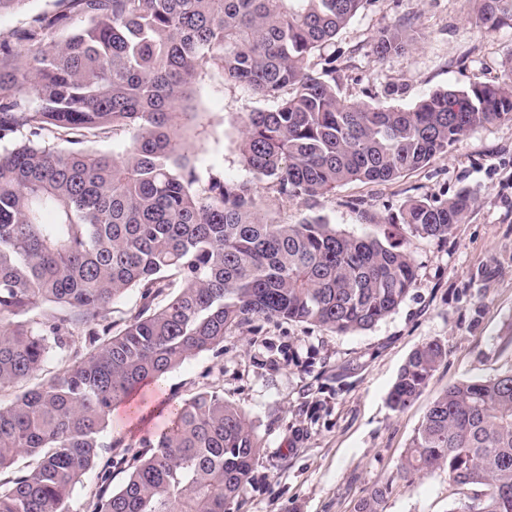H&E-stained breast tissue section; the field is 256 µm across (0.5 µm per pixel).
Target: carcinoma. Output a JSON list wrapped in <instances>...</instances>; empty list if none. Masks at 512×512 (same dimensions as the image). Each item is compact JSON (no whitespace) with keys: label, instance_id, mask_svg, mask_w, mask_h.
<instances>
[{"label":"carcinoma","instance_id":"carcinoma-1","mask_svg":"<svg viewBox=\"0 0 512 512\" xmlns=\"http://www.w3.org/2000/svg\"><path fill=\"white\" fill-rule=\"evenodd\" d=\"M0 33V391L60 368L0 405V512H71L98 469L87 512H225L249 483L258 442L216 390L172 406L157 437L119 446L112 409L224 343L231 328L288 320L338 333L392 314L417 269L401 242L337 232L321 218L269 224L248 182L202 176L183 130L209 68L273 103L242 117L241 157L281 199L351 181L388 182L451 151L472 128L512 119V78L435 91L409 108L343 100L313 74L366 0H60ZM484 32L512 27V0H476ZM83 25L60 39L72 17ZM399 21L380 58L412 45ZM132 133L117 155L86 133ZM70 134L71 147L52 139ZM473 194L413 200L389 224L443 239ZM140 293L113 331L109 306ZM447 357L417 346L389 393L404 410ZM445 469L481 497L448 512H512V372L455 382L429 405L399 471ZM125 471L112 488V471ZM385 491L355 512H382Z\"/></svg>","mask_w":512,"mask_h":512}]
</instances>
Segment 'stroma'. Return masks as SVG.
Here are the masks:
<instances>
[{"instance_id":"1","label":"stroma","mask_w":512,"mask_h":512,"mask_svg":"<svg viewBox=\"0 0 512 512\" xmlns=\"http://www.w3.org/2000/svg\"><path fill=\"white\" fill-rule=\"evenodd\" d=\"M475 0H368L317 52L312 71L335 79L348 101L408 107L438 89L500 81L512 67V28L483 33ZM412 19L417 43L377 57L375 36ZM211 93L200 125L186 132L196 166L250 180L241 162L242 113L266 108L246 87L208 71ZM477 201L447 239L412 236L417 282L401 305L367 330L336 333L305 323L259 321L229 330L222 348L186 359L158 387H146L140 412L110 423L125 443L158 434L167 407L215 389L244 412L260 445L251 482L230 512H354L378 487L383 512H448L482 486H460L436 469L409 479L400 462L431 401L449 384L512 371V120L471 130L449 153L382 183L354 181L304 202L256 190L270 219L297 224L323 217L346 235L383 237L384 219L412 199H445L461 189ZM437 339L448 357L402 412L389 392L411 352Z\"/></svg>"}]
</instances>
